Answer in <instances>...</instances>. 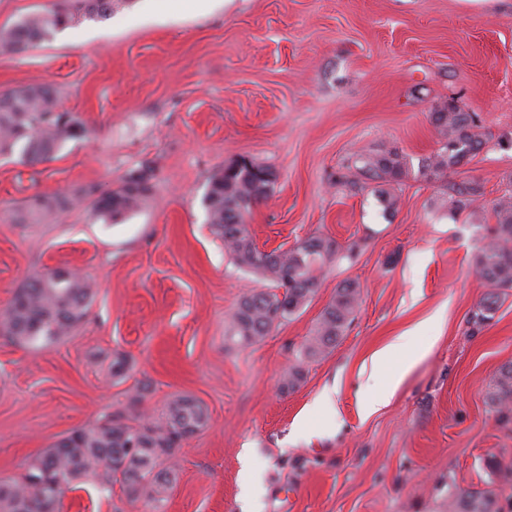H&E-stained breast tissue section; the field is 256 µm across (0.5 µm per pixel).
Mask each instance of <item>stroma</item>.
<instances>
[{
    "mask_svg": "<svg viewBox=\"0 0 512 512\" xmlns=\"http://www.w3.org/2000/svg\"><path fill=\"white\" fill-rule=\"evenodd\" d=\"M41 83L87 132L35 166L0 155V309L50 270L79 272L94 297L57 343L0 335V478L101 414L157 418L187 394L208 422L177 452L165 502L90 483L64 512H447L455 487L492 490L512 512V483L488 469L512 466V425L489 399L512 364V289L491 320L470 321L486 291L473 259L494 201L512 193V0H125L108 20L0 52V92ZM450 99L477 115L486 144L430 181L417 174L439 147L430 115ZM385 150L411 170L391 210L377 183L341 180L354 154ZM242 157L274 174L246 216L259 248L322 235L346 253L250 347L225 342L226 325L265 283L233 263L203 205L211 177ZM143 164L153 177L140 207L102 219L84 190ZM469 180L482 194L451 216L446 186ZM60 190L77 204L45 224L14 221L25 198ZM346 280L361 292L351 324L284 391ZM409 329L420 357L391 358L400 383L364 414L373 352ZM327 390L330 412L314 406Z\"/></svg>",
    "mask_w": 512,
    "mask_h": 512,
    "instance_id": "stroma-1",
    "label": "stroma"
}]
</instances>
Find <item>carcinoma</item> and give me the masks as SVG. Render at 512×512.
Returning <instances> with one entry per match:
<instances>
[{
    "instance_id": "carcinoma-1",
    "label": "carcinoma",
    "mask_w": 512,
    "mask_h": 512,
    "mask_svg": "<svg viewBox=\"0 0 512 512\" xmlns=\"http://www.w3.org/2000/svg\"><path fill=\"white\" fill-rule=\"evenodd\" d=\"M115 0H52L34 12L0 30V51L24 53L30 47L48 43L58 33L83 20H106L112 16ZM440 147L428 157L419 173L439 180L482 149L485 140L476 132L475 116L455 102L442 104L431 113ZM85 134L74 116L61 122L58 92L54 85H33L0 92V154L19 152L30 166L51 159L60 143ZM408 164L396 151L357 155L344 183L356 188L365 177L382 187L386 208L395 201L384 186L397 184L407 176ZM273 173L260 165L229 166L215 175L203 203L209 223L224 241L234 263L258 275L267 287L244 295L229 318L226 338L239 346L263 341L281 321L299 311L320 286L323 273L340 257L334 240L318 235L306 238L288 250L274 249L267 255L255 244L245 224V214L270 190ZM149 170L130 172L111 193L93 201L100 213L112 219L137 210L148 190ZM450 213L467 209L479 187L470 182L452 185ZM73 204L64 192L35 195L14 215L18 224H43ZM496 224L475 255V267L486 285L475 317H493L503 291L512 288V196L493 205ZM93 296L92 285L78 275L60 270L24 280L0 314V328L15 343L54 342L85 320ZM360 301L359 286L344 282L324 308L321 318L289 369L283 388L295 390L305 375V363L325 354L342 336ZM496 421L512 424V364L498 371L496 390L491 395ZM207 415L190 396L178 395L160 419L142 418L133 425L120 413L70 431L41 455L33 458L18 478L0 479V512H62L63 496L80 489L94 477L107 484L118 481L127 497L135 501L148 493L156 503L167 499L176 481L175 471L165 462L175 457L182 443L199 432ZM448 512H500L490 490L448 492Z\"/></svg>"
}]
</instances>
